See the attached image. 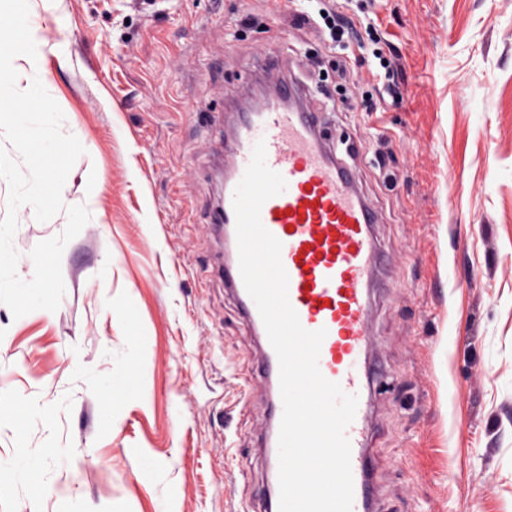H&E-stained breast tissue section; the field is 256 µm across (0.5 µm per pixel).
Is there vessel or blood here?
Segmentation results:
<instances>
[{
  "label": "vessel or blood",
  "mask_w": 512,
  "mask_h": 512,
  "mask_svg": "<svg viewBox=\"0 0 512 512\" xmlns=\"http://www.w3.org/2000/svg\"><path fill=\"white\" fill-rule=\"evenodd\" d=\"M293 62L280 57L266 85L276 100L233 113L224 137V196L214 228L223 241L218 271L260 348L258 398L267 424L259 439L266 465L264 512H279L278 443L283 404L279 362L239 269L234 191L257 142L266 162L287 182L286 190L261 208L264 227L282 244L288 298L301 325L326 329L319 368L324 377L358 397L346 435L351 444L352 512H376L378 489L371 451L378 430L371 398L386 377L373 330L378 302L387 294L389 257L380 241L381 218L361 194L357 172L337 157L320 113L310 109L304 88L284 83L280 72Z\"/></svg>",
  "instance_id": "obj_1"
}]
</instances>
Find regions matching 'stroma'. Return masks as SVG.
<instances>
[{
  "instance_id": "35a3bbf8",
  "label": "stroma",
  "mask_w": 512,
  "mask_h": 512,
  "mask_svg": "<svg viewBox=\"0 0 512 512\" xmlns=\"http://www.w3.org/2000/svg\"><path fill=\"white\" fill-rule=\"evenodd\" d=\"M30 2L58 104L88 144L62 199L95 178L100 221L64 250L57 311L17 319L0 304V482L18 456L43 463L0 512H261L265 415L246 400L254 338L216 267L213 118L258 63L310 54L331 73L336 55L274 0H54L52 19ZM341 4L373 18L405 76L377 112L331 104L332 82L314 96L333 137L387 138L395 154L393 186L372 156L355 160L393 259L374 319L381 512H512V0ZM249 13L264 27L241 26ZM66 223L19 221L18 273Z\"/></svg>"
}]
</instances>
